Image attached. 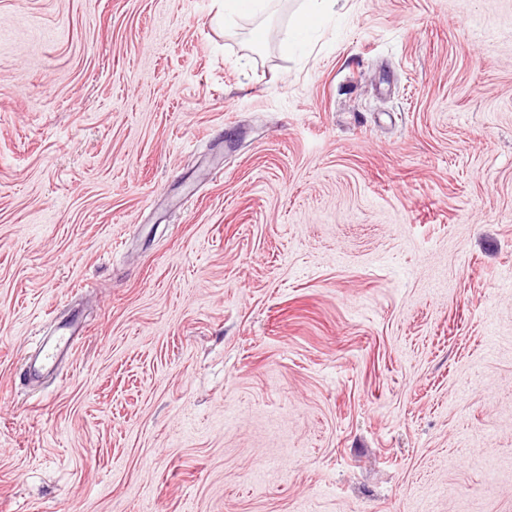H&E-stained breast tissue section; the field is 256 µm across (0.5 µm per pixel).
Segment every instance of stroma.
<instances>
[{"label": "stroma", "instance_id": "stroma-1", "mask_svg": "<svg viewBox=\"0 0 512 512\" xmlns=\"http://www.w3.org/2000/svg\"><path fill=\"white\" fill-rule=\"evenodd\" d=\"M300 2L0 0V512H512V0ZM213 21L226 30L238 26L241 20L268 13L276 6L275 0H219ZM340 0H303L297 13L293 30L284 41V47H293L303 42L310 32L324 25L325 22L336 14V5ZM75 328L63 327L62 331L52 340L43 344L40 353L39 365L30 366L29 371L52 372L56 368L61 357L68 355L74 347ZM27 371V379L31 373Z\"/></svg>", "mask_w": 512, "mask_h": 512}]
</instances>
